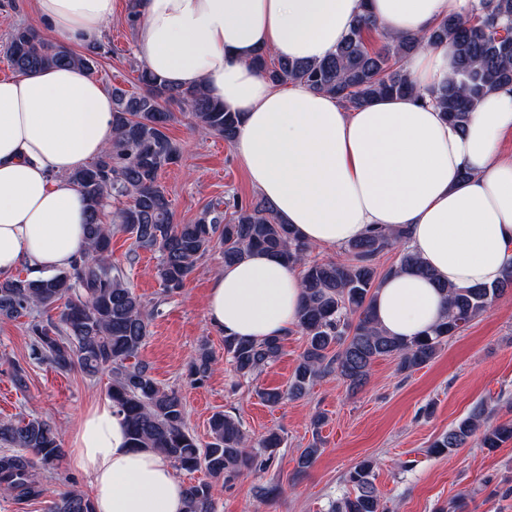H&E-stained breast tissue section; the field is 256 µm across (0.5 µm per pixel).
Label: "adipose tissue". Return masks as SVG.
<instances>
[{
  "label": "adipose tissue",
  "instance_id": "obj_1",
  "mask_svg": "<svg viewBox=\"0 0 512 512\" xmlns=\"http://www.w3.org/2000/svg\"><path fill=\"white\" fill-rule=\"evenodd\" d=\"M113 0H36L46 31L65 45L98 38ZM475 0H140L136 40L169 83L203 86L241 113L236 154L252 187L306 242L336 250L375 231L404 230L433 277L394 270L380 282V327L406 341L443 310L439 282L489 286L512 267V87L486 94L465 128L431 94L452 74L451 52L428 47L408 62L415 93L346 111L300 83L278 87L254 67L259 51L319 60L343 41L362 7L392 37L421 35ZM112 141V96L77 66L0 80V276L70 268L88 248L87 202L70 181ZM302 279L279 255L255 252L210 283L213 327L247 340L294 328ZM95 512H184L169 460L130 447L109 399L92 403L70 436Z\"/></svg>",
  "mask_w": 512,
  "mask_h": 512
}]
</instances>
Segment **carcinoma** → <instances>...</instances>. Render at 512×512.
<instances>
[{
  "label": "carcinoma",
  "mask_w": 512,
  "mask_h": 512,
  "mask_svg": "<svg viewBox=\"0 0 512 512\" xmlns=\"http://www.w3.org/2000/svg\"><path fill=\"white\" fill-rule=\"evenodd\" d=\"M378 24L362 11L345 39L319 61L290 60L260 51L254 67L277 85L300 82L318 92H330L348 110H357L380 95L414 92L407 61L422 47L451 48L453 75L432 94L444 118L464 128L475 102L488 91L512 85V0H476L466 20L446 17L422 37L391 38L375 49L367 43ZM105 52L101 43L78 54L50 42L32 27L18 26L10 34L6 54L19 74L51 67L94 69V58ZM141 91L112 88V142L91 162L70 173L86 198L89 248L71 268L45 276L0 279V318L28 317L32 352L36 359L67 371L79 368L88 376L111 375L109 398L124 416L130 447L165 456L174 468L188 473L206 471L209 480L185 486V512H215L216 487L266 469L282 447L277 432L264 435L258 446L264 456L251 452V439L238 418L217 412L210 420L211 441L200 446L186 426L185 405L174 390L161 387L149 364L137 360L149 335L152 313L125 281L122 268L112 262V234L130 235L137 250L157 255L156 276L164 293L179 292L197 263L218 251L224 263L237 262L249 253L281 255L302 269V295L296 328L305 347L285 389L262 388L259 397L271 406L303 397L314 382L333 375L351 390L368 381L373 363L384 357L398 360V370L411 372L431 362L476 317L487 312L494 298L512 288V267L491 286L450 288L445 293L446 317L422 337L403 342L385 334L373 313V297L381 280L376 258L400 249L398 267L429 277L417 256L406 247L402 230L377 232L345 247L350 261L308 260L312 246L289 224L279 221L264 200L239 197L205 207L192 224L172 221L171 203L160 182L162 171L178 161L180 151L167 134L173 118L168 106L179 104L201 130L231 144L241 121L201 89H184L141 67ZM112 197L128 205L104 219L103 208ZM59 310L57 319L41 314ZM285 337L250 341L224 336V354L242 377H251L276 362ZM215 358L203 343L190 365L189 375L199 382L212 372ZM484 403L448 429L432 445L435 454H450L476 438L489 450L512 443V422L487 425ZM0 496L37 498L43 494L39 474L58 467L65 455L61 430L50 420L33 417L0 421ZM320 448L313 441L298 458V472L315 463ZM376 462L366 459L344 476L350 487L331 505L330 512H390L374 484ZM50 512H94L88 495L68 490L54 500Z\"/></svg>",
  "instance_id": "obj_1"
}]
</instances>
